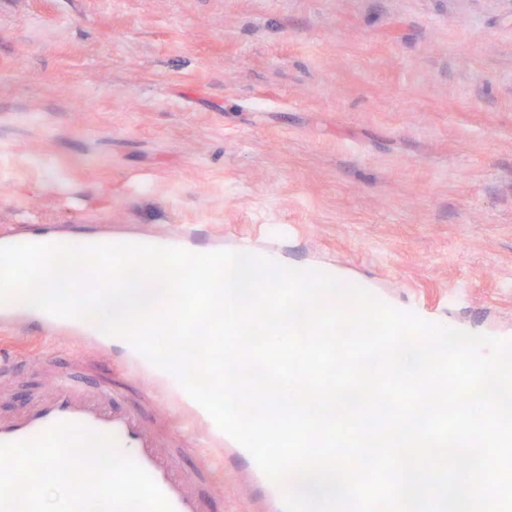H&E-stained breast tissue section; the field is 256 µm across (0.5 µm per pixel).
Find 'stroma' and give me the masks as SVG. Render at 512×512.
Returning <instances> with one entry per match:
<instances>
[{"mask_svg": "<svg viewBox=\"0 0 512 512\" xmlns=\"http://www.w3.org/2000/svg\"><path fill=\"white\" fill-rule=\"evenodd\" d=\"M247 244L512 328V0H0V235ZM76 337L0 333V416ZM259 512L238 473L205 488Z\"/></svg>", "mask_w": 512, "mask_h": 512, "instance_id": "stroma-1", "label": "stroma"}]
</instances>
